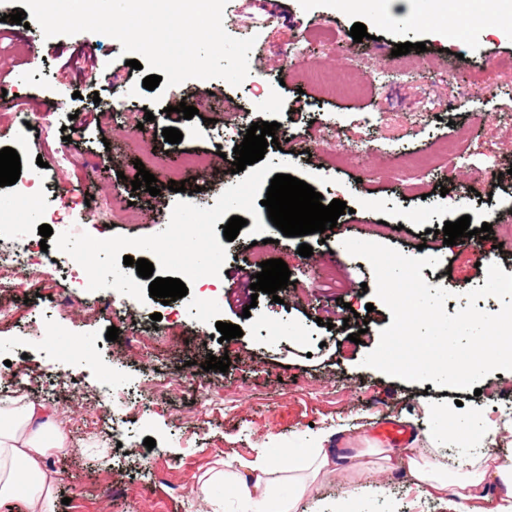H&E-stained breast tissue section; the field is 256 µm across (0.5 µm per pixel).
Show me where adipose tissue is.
Instances as JSON below:
<instances>
[{
    "instance_id": "adipose-tissue-1",
    "label": "adipose tissue",
    "mask_w": 512,
    "mask_h": 512,
    "mask_svg": "<svg viewBox=\"0 0 512 512\" xmlns=\"http://www.w3.org/2000/svg\"><path fill=\"white\" fill-rule=\"evenodd\" d=\"M434 445L395 454L380 448L379 465L369 466L365 453L353 448L327 447L325 432H317L313 448L305 454L288 449L271 456L254 449L247 458L225 462L223 469L207 473L199 483L203 496L222 487L238 512H299L317 478H344L335 502L316 501L314 512H358L361 503L379 498L384 487L377 476L403 470L412 484L422 487L446 512H487L486 501L497 497L494 512H512V462L489 448L473 447L474 433L460 425L454 456L442 448L448 438L449 417L435 413ZM65 439L54 415L44 405L24 398L0 406V503L24 500L30 512H56L57 471L46 464L50 450H61ZM287 493H280V484Z\"/></svg>"
}]
</instances>
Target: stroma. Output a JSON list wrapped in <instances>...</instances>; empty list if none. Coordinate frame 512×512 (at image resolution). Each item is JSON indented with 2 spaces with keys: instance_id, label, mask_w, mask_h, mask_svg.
<instances>
[{
  "instance_id": "1",
  "label": "stroma",
  "mask_w": 512,
  "mask_h": 512,
  "mask_svg": "<svg viewBox=\"0 0 512 512\" xmlns=\"http://www.w3.org/2000/svg\"><path fill=\"white\" fill-rule=\"evenodd\" d=\"M359 20L337 0H229L225 31L256 39L249 65L258 90L191 79L157 103L143 86L146 68L110 79L61 74L62 63L87 46L124 64L117 40L81 32L47 41L39 28L12 22L0 36V72L12 92L0 108V149H15L21 180L37 181L33 211L13 187H0V225L26 227L24 240L0 237V253L22 242L46 248L50 259L0 289V307L14 312L0 324V399L24 395L58 411L67 448L48 457L61 475L57 512H206L198 480L225 459L256 448L302 454L315 429L346 448H382L378 432L394 420L406 423L407 447L425 448L432 407L482 430L504 427L495 447L512 456V371L491 373L474 390H446L363 370L392 315L373 291L370 263L342 245L371 239L439 258L421 274L451 291L450 315L466 307L465 292L485 284L475 251L512 284V238L494 230L472 250L447 245L442 235L445 222L465 215L474 229L512 217V33L471 26L444 43L394 11L357 43L350 30ZM405 42L426 50L410 54L401 70L391 51ZM273 45L290 56L260 55ZM311 68L321 71L322 84L307 82ZM182 102L198 116L177 113ZM91 109L95 124L64 141L73 114ZM261 121L278 123V144L231 173L237 135ZM139 124L149 141L134 136ZM168 127L182 132L180 143L165 142ZM449 143L460 144L461 155L448 156ZM497 149L501 179L472 192L470 163ZM146 155L154 196L129 181L134 161ZM278 174L305 181L323 204L345 201L347 213L328 234L284 236L263 204ZM173 181L184 182V191H170ZM447 184L451 192L440 194ZM92 195L99 207L88 206ZM213 211L247 221L234 241L217 225L210 242L195 243L200 268L216 273V299L200 305L190 278L181 299L165 305L150 297L149 280L124 256L136 243L163 245L170 223L191 224ZM54 217L72 229L41 238L40 226ZM303 243L311 256L298 254ZM255 255L283 260L291 284L259 294L250 309L237 297L238 275ZM117 272L125 279L118 290ZM53 287L66 290L68 304L50 298ZM220 321L239 325L241 337L218 341ZM111 326L119 330L114 341L106 338ZM354 333L359 342H351ZM73 339L87 344L90 357L69 349ZM211 355L229 357L228 371H204ZM116 430L121 447L98 455L96 444ZM148 437L154 448L144 446ZM364 512L444 509L396 474Z\"/></svg>"
}]
</instances>
